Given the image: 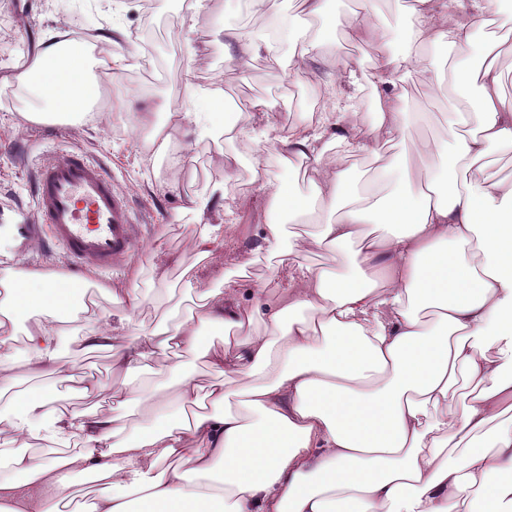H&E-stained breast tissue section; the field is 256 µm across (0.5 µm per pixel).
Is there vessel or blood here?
I'll return each mask as SVG.
<instances>
[{
    "label": "vessel or blood",
    "instance_id": "b4317fda",
    "mask_svg": "<svg viewBox=\"0 0 512 512\" xmlns=\"http://www.w3.org/2000/svg\"><path fill=\"white\" fill-rule=\"evenodd\" d=\"M35 224L25 227L36 248L64 249L76 267L109 269L136 245L130 201L112 185L106 166L76 150L42 158L34 174Z\"/></svg>",
    "mask_w": 512,
    "mask_h": 512
}]
</instances>
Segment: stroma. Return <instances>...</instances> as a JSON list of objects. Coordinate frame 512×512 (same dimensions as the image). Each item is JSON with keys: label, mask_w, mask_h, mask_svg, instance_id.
Returning <instances> with one entry per match:
<instances>
[{"label": "stroma", "mask_w": 512, "mask_h": 512, "mask_svg": "<svg viewBox=\"0 0 512 512\" xmlns=\"http://www.w3.org/2000/svg\"><path fill=\"white\" fill-rule=\"evenodd\" d=\"M186 5L184 0H0V270L19 267L65 272L62 250L31 253L27 242L12 232L15 225L35 221L31 184L42 154L83 150L102 161L116 188L127 194L138 228L131 258L112 269L93 270L91 278L102 284L135 283L147 298L138 320L144 327L182 320L197 303V293L223 287L233 280L241 303H250L262 288L273 287L266 261L258 248L264 226L277 219L260 182L286 186L289 193L312 198L313 189L304 167H288L278 150H257L261 129L274 123L276 134L315 124L320 113L333 109V77L337 60L349 62L359 83L350 91L354 101L344 116L348 125H372L377 119L378 91L371 78L374 46L356 37L360 0H328L325 23L335 28V38L324 43L306 72L286 78L284 54L263 49L242 54L236 40L247 23L243 0H207L198 24L178 37ZM127 35L138 56L119 75L99 76L100 95L85 124L69 126L27 120L39 101L29 86L18 82L29 56L46 31L93 37L110 26ZM243 55V66L227 65V54ZM199 91L241 97L255 131L252 139L229 125L224 138H200L194 123L172 130L168 147L154 151L151 129L136 115L152 110L156 124H164L169 109L182 103L186 85ZM407 112L402 134L393 142L373 143L369 150L344 152L339 143L328 146L338 156L347 182L363 196L382 197L402 190L399 164L418 142H448V111L458 99L451 87H430L423 73L399 85ZM270 101L272 114L256 104ZM410 155V154H409ZM205 195L209 206L198 214H184L192 197ZM224 227L223 259L214 264L192 252L190 235L212 233ZM222 335L204 329L197 354L174 360L159 355L145 371L123 378L113 373L108 352H86L63 338L61 354L75 366L76 375H90L104 384L162 388L175 394L179 375L201 383L216 378L208 365V352L220 346Z\"/></svg>", "instance_id": "stroma-1"}]
</instances>
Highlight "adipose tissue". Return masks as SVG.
I'll list each match as a JSON object with an SVG mask.
<instances>
[{
  "label": "adipose tissue",
  "instance_id": "1",
  "mask_svg": "<svg viewBox=\"0 0 512 512\" xmlns=\"http://www.w3.org/2000/svg\"><path fill=\"white\" fill-rule=\"evenodd\" d=\"M326 0H302V14L284 17L292 52L285 75L303 72L333 27L310 33ZM499 0H414L402 50L365 14L359 34L375 44L373 81L380 86L379 118L372 127H343L324 112L317 126L294 131L279 144L306 166L314 197L334 212L311 237L287 236L278 221L264 232L272 270L279 257L314 248L343 252L358 245L357 272L344 276L297 266L278 301L256 292L241 304L232 285L206 290L199 312L174 325L146 330L134 317L146 302L136 288L107 287L123 308L117 320L97 303L78 299L64 274L40 269L0 274V386L12 384L16 365L68 382L79 397L99 396L101 382L75 379L58 344L74 337L86 349H104L115 373L130 375L154 355L198 351L202 326L222 330L209 353L211 368L247 376L242 388L180 381L170 417L127 432L113 407L134 402L145 410L165 401L159 389L113 388L112 406L86 413L62 407L55 394L0 395V434L12 452L0 466V512H63L81 475L95 494L85 512H512V184L486 177L460 186L456 165L512 144V103L499 92L493 67L475 74L456 69L453 83L480 90L458 115L476 135H453L449 145L422 143L416 154L441 158L440 171L404 163L418 193L393 195L370 210L346 195L345 173L323 142L347 151L368 149L372 138L393 140L403 122L399 80L417 69V51L432 41L471 49L477 24L498 20ZM123 33L98 36L99 52L77 38L46 32L41 50L21 70L44 104L32 121L74 123L96 100V73L115 74L134 53ZM186 91V106L167 113L166 126L198 125L213 140L224 134L210 114L224 98ZM166 126L153 130L160 145ZM380 233L364 239L362 225ZM44 317L14 354L20 318ZM266 331L254 333L255 322ZM474 385L456 400L459 379ZM57 445L35 457L37 443Z\"/></svg>",
  "mask_w": 512,
  "mask_h": 512
}]
</instances>
